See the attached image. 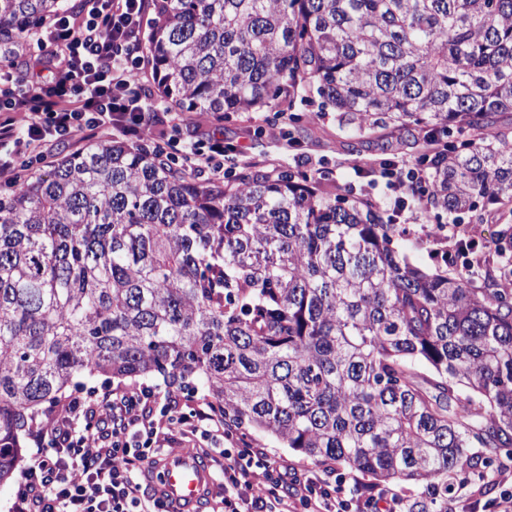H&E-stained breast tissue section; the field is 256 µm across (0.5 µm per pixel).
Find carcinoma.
<instances>
[{
  "label": "carcinoma",
  "instance_id": "obj_1",
  "mask_svg": "<svg viewBox=\"0 0 512 512\" xmlns=\"http://www.w3.org/2000/svg\"><path fill=\"white\" fill-rule=\"evenodd\" d=\"M65 0H0V59ZM157 95L226 119L315 95L358 131L448 138L406 191L512 213V0H154ZM0 188V483L76 379L202 386L224 420L320 465L415 483L512 457V232L433 272L365 195L286 169L203 181L103 141Z\"/></svg>",
  "mask_w": 512,
  "mask_h": 512
}]
</instances>
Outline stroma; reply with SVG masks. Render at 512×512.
<instances>
[{
    "label": "stroma",
    "mask_w": 512,
    "mask_h": 512,
    "mask_svg": "<svg viewBox=\"0 0 512 512\" xmlns=\"http://www.w3.org/2000/svg\"><path fill=\"white\" fill-rule=\"evenodd\" d=\"M280 109H292L300 115L299 123L279 121L276 132L266 129V115L262 112H242L224 123L226 140L243 144L246 156H228L224 168L240 173L249 166L269 171L287 168L311 173L318 177L324 191L343 189L354 194L366 195L377 203H384L387 190L375 171L385 160H414L421 153V146L388 147L385 142H364L360 135L352 132L341 113L334 109H320L318 99L287 103L280 101ZM208 124L196 125L184 121L182 113L167 111L153 125L149 142L165 144L171 140L201 142L206 140ZM418 229L409 236L410 259L427 269L444 267L446 261L456 260V253L447 259L430 256V244L434 239L433 229L438 223L431 215L418 214ZM448 501L454 507L469 503L474 512H483L484 505L499 498L504 489L512 488V465L501 469H488L484 480H476L473 473L455 477Z\"/></svg>",
    "instance_id": "obj_1"
}]
</instances>
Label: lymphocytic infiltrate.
Listing matches in <instances>:
<instances>
[{"label":"lymphocytic infiltrate","mask_w":512,"mask_h":512,"mask_svg":"<svg viewBox=\"0 0 512 512\" xmlns=\"http://www.w3.org/2000/svg\"><path fill=\"white\" fill-rule=\"evenodd\" d=\"M146 10L147 0H88L83 13L62 12L32 33L33 55L0 63V182L13 183L21 158L46 160L80 132L144 136L155 111L139 88ZM235 150L218 123L206 146L171 144L184 169L215 180ZM180 398L149 385L103 395L77 388L57 405L50 435H36L14 512H168L145 493L140 473L172 431L221 459L224 512H407L399 491L358 476L289 472L225 425L222 404L190 393L173 411Z\"/></svg>","instance_id":"obj_1"}]
</instances>
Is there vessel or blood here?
Returning <instances> with one entry per match:
<instances>
[{"mask_svg": "<svg viewBox=\"0 0 512 512\" xmlns=\"http://www.w3.org/2000/svg\"><path fill=\"white\" fill-rule=\"evenodd\" d=\"M159 493L172 502L176 512H203L216 490L209 461L197 452L178 449L161 456Z\"/></svg>", "mask_w": 512, "mask_h": 512, "instance_id": "vessel-or-blood-1", "label": "vessel or blood"}]
</instances>
